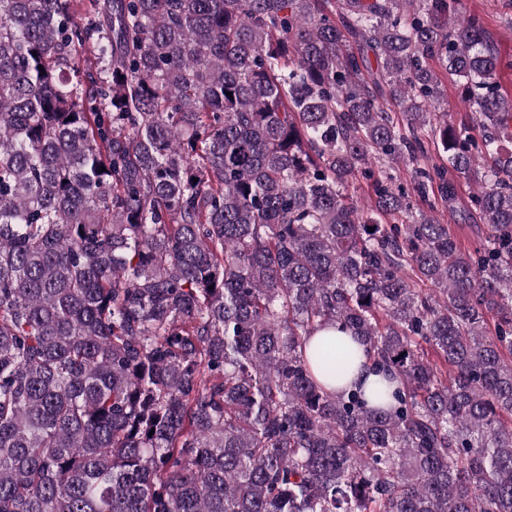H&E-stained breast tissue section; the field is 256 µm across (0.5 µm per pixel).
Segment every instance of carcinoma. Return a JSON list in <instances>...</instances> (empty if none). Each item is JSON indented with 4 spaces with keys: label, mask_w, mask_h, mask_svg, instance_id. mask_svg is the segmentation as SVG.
Returning a JSON list of instances; mask_svg holds the SVG:
<instances>
[{
    "label": "carcinoma",
    "mask_w": 512,
    "mask_h": 512,
    "mask_svg": "<svg viewBox=\"0 0 512 512\" xmlns=\"http://www.w3.org/2000/svg\"><path fill=\"white\" fill-rule=\"evenodd\" d=\"M81 2L0 0V512H512V95L480 18ZM441 71L481 140L434 120ZM362 354L372 386L336 389ZM449 177L457 185V197L453 211L448 215V204L438 199V208L444 224H448L451 235L457 240L463 250L473 248L485 235L487 226L483 220L472 210H469L470 186L467 181L449 169Z\"/></svg>",
    "instance_id": "carcinoma-1"
}]
</instances>
